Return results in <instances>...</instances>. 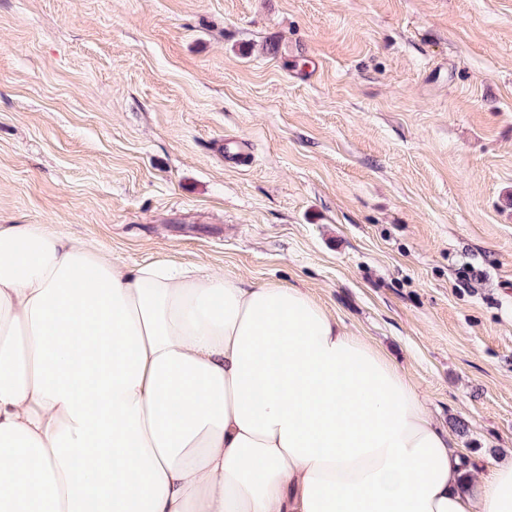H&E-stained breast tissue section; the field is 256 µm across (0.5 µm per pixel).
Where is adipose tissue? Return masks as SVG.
<instances>
[{"instance_id": "adipose-tissue-1", "label": "adipose tissue", "mask_w": 512, "mask_h": 512, "mask_svg": "<svg viewBox=\"0 0 512 512\" xmlns=\"http://www.w3.org/2000/svg\"><path fill=\"white\" fill-rule=\"evenodd\" d=\"M0 512H512L300 288L0 224Z\"/></svg>"}]
</instances>
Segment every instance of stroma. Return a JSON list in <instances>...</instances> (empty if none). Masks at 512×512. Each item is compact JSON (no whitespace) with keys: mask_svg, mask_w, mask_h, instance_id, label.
Returning a JSON list of instances; mask_svg holds the SVG:
<instances>
[{"mask_svg":"<svg viewBox=\"0 0 512 512\" xmlns=\"http://www.w3.org/2000/svg\"><path fill=\"white\" fill-rule=\"evenodd\" d=\"M0 224L304 289L512 449V0H0Z\"/></svg>","mask_w":512,"mask_h":512,"instance_id":"1","label":"stroma"}]
</instances>
